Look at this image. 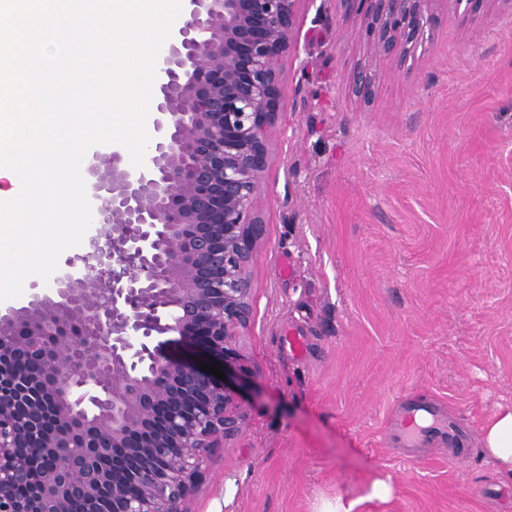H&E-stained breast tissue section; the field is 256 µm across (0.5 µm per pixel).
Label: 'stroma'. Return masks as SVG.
Segmentation results:
<instances>
[{
    "instance_id": "obj_1",
    "label": "stroma",
    "mask_w": 512,
    "mask_h": 512,
    "mask_svg": "<svg viewBox=\"0 0 512 512\" xmlns=\"http://www.w3.org/2000/svg\"><path fill=\"white\" fill-rule=\"evenodd\" d=\"M410 68L365 56L336 0H306L266 226L240 343L241 432L215 449L188 512H512V480L481 435L512 406V0L462 16L436 0ZM304 337L295 355L288 333ZM406 394L471 432L466 462L429 445L420 463L383 446ZM387 481V499L370 486Z\"/></svg>"
}]
</instances>
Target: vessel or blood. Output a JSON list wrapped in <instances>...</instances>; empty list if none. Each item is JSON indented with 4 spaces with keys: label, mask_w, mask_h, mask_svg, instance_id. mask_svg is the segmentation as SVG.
<instances>
[{
    "label": "vessel or blood",
    "mask_w": 512,
    "mask_h": 512,
    "mask_svg": "<svg viewBox=\"0 0 512 512\" xmlns=\"http://www.w3.org/2000/svg\"><path fill=\"white\" fill-rule=\"evenodd\" d=\"M466 438V428L458 418L444 417L430 401L410 396L402 400L397 423L383 436L384 442L402 448H417L435 439L459 450Z\"/></svg>",
    "instance_id": "vessel-or-blood-1"
}]
</instances>
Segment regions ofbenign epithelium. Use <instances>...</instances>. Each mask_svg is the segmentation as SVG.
Returning a JSON list of instances; mask_svg holds the SVG:
<instances>
[{
    "label": "benign epithelium",
    "mask_w": 512,
    "mask_h": 512,
    "mask_svg": "<svg viewBox=\"0 0 512 512\" xmlns=\"http://www.w3.org/2000/svg\"><path fill=\"white\" fill-rule=\"evenodd\" d=\"M305 0H189L157 57L144 165L84 157L93 223L53 287L0 307V512H185L243 425L256 209ZM362 24L351 91L432 29L435 0H337ZM204 347L225 380L171 352Z\"/></svg>",
    "instance_id": "7a95c632"
}]
</instances>
